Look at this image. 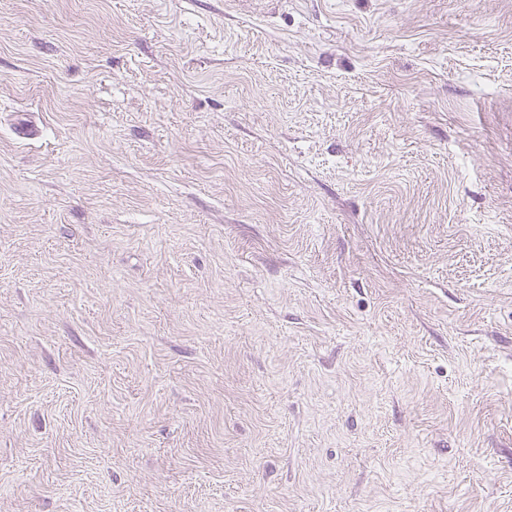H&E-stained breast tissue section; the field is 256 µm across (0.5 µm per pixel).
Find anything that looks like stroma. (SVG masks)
<instances>
[{"mask_svg": "<svg viewBox=\"0 0 512 512\" xmlns=\"http://www.w3.org/2000/svg\"><path fill=\"white\" fill-rule=\"evenodd\" d=\"M0 512H512V0H0Z\"/></svg>", "mask_w": 512, "mask_h": 512, "instance_id": "1", "label": "stroma"}]
</instances>
